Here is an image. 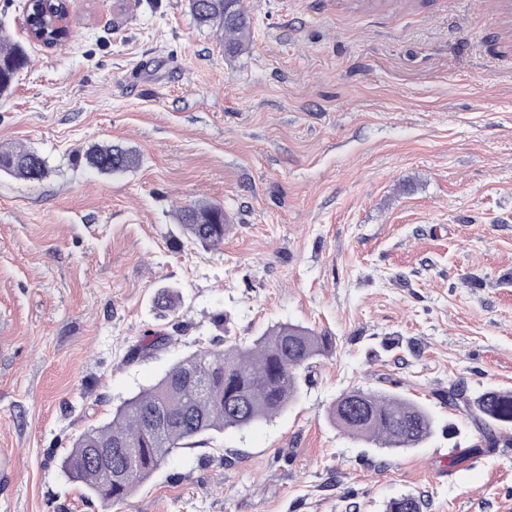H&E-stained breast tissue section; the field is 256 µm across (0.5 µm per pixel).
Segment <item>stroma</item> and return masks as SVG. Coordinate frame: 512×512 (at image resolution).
Here are the masks:
<instances>
[{
    "mask_svg": "<svg viewBox=\"0 0 512 512\" xmlns=\"http://www.w3.org/2000/svg\"><path fill=\"white\" fill-rule=\"evenodd\" d=\"M252 43L228 60L186 0H74L72 39L27 42L0 97V144L42 154L0 173V512H512V447L450 465L478 439L456 386L512 389V17L504 0H248ZM119 143L137 167L75 163ZM223 203L207 250L177 207ZM183 303L159 316L157 287ZM224 315L216 326V315ZM329 333L282 414L227 429L105 507L59 469L178 360L279 322ZM169 342L127 361L144 339ZM352 388L433 412L418 448L330 421ZM0 172L28 183H36L46 174V161L24 146L0 149Z\"/></svg>",
    "mask_w": 512,
    "mask_h": 512,
    "instance_id": "35a3bbf8",
    "label": "stroma"
}]
</instances>
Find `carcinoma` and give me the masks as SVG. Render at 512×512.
I'll return each instance as SVG.
<instances>
[{"label":"carcinoma","mask_w":512,"mask_h":512,"mask_svg":"<svg viewBox=\"0 0 512 512\" xmlns=\"http://www.w3.org/2000/svg\"><path fill=\"white\" fill-rule=\"evenodd\" d=\"M200 26L224 36V57L234 58L248 46L252 19L245 0H187ZM65 11V0H30L25 9L29 32L41 26L44 14ZM26 46L0 36V96L8 94L18 74L29 66ZM101 174L126 171L138 156L120 144H97L76 160ZM0 172L28 183L46 174V161L23 146L0 149ZM184 234L204 248L224 242L228 218L220 203L202 202L182 208L176 215ZM154 303L173 313L182 295L168 285L158 287ZM330 336L302 324L278 323L250 345L232 341L222 350L200 348L176 362L155 384L125 400L112 418L81 432L60 463L61 472L77 482L85 494L109 505L127 499L167 457L192 440L243 429L271 419L293 404L300 393L299 371L331 348ZM448 405L471 421L479 440L469 452L481 453L512 441V390L487 389L469 394L448 390ZM336 427L351 437L383 448H418L434 432L433 413L415 400L396 392L353 388L342 393L329 409ZM100 449L111 456L112 473L136 462L131 478L104 479ZM413 495L390 500L386 512H421Z\"/></svg>","instance_id":"cac0c4a2"}]
</instances>
